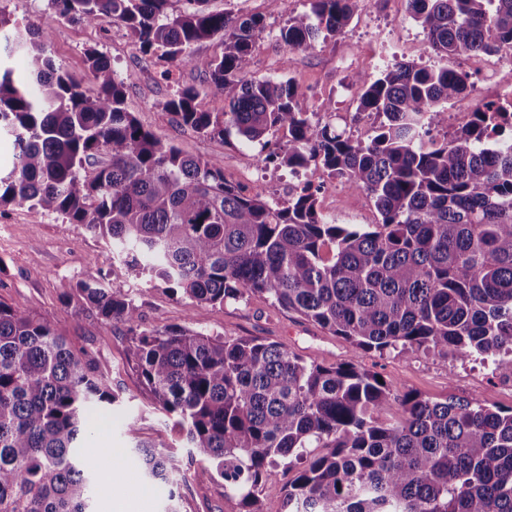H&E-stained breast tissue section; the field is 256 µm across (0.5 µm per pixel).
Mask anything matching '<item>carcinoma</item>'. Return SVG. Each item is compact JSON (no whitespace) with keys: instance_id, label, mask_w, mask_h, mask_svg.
Segmentation results:
<instances>
[{"instance_id":"carcinoma-1","label":"carcinoma","mask_w":512,"mask_h":512,"mask_svg":"<svg viewBox=\"0 0 512 512\" xmlns=\"http://www.w3.org/2000/svg\"><path fill=\"white\" fill-rule=\"evenodd\" d=\"M208 2L50 6L87 25L120 22L144 55L199 70L224 111L201 110V89L186 86L165 104L180 126L251 142L282 131L288 139L264 161L344 179L372 199L378 223L327 221L309 184L282 203L226 183L221 160L187 157L138 123L104 54L86 51L99 88L88 96L49 55L47 29L1 13L26 68L17 76L0 59V131L16 150L0 206L61 214L104 239L131 277L198 304L261 294L357 351L451 349L512 372V137H502L512 101L483 105L445 143L426 146V128L448 125L445 104L467 91L468 76L397 63L359 79L356 119L375 128L354 141L313 121L291 80L248 76L263 17ZM407 2L443 60L512 53V0ZM352 12L353 0H310L278 40L311 51ZM213 39L221 55L194 53ZM64 296L123 328L141 383L177 418L193 479L223 478L244 512H260L257 489L282 464L294 472L286 512H512V410L399 394L355 363H308L255 338L147 330L121 289L67 285ZM118 398L93 352L0 303V512H91L101 473L86 458L90 410ZM133 451L147 478L174 484L172 454L142 440Z\"/></svg>"}]
</instances>
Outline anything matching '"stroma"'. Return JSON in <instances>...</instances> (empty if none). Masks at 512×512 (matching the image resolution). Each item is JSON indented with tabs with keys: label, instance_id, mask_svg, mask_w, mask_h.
Masks as SVG:
<instances>
[{
	"label": "stroma",
	"instance_id": "obj_1",
	"mask_svg": "<svg viewBox=\"0 0 512 512\" xmlns=\"http://www.w3.org/2000/svg\"><path fill=\"white\" fill-rule=\"evenodd\" d=\"M211 7L235 16L264 17L266 30L257 38L249 65L251 76L284 77L298 85L303 111L316 113L320 123L346 131L354 140H367L371 121L354 122L359 88L357 76H378L398 62L432 68L441 60L427 50L425 36L408 13L406 0H359L351 20L335 38L311 52L292 50L275 35L285 22L308 9L307 0H212ZM0 14L19 24L48 29L52 58L89 95L97 86L91 79L84 52L94 48L107 56L126 86L125 107L157 137L172 142L183 154L217 158L224 164L227 183L266 198L287 200L290 187H316L317 209L334 215L337 223L362 228L377 223L379 215L370 197L350 188L343 179L326 177L320 168L294 172L264 165L258 143L237 135L226 139L202 137L180 127L164 108L183 87L197 85L201 74L188 67L169 68L165 61H145L126 27L105 22L89 26L54 18L48 0H0ZM470 86L448 103V124L431 128L429 140L444 143L470 118L472 112L495 99L502 86L512 83V57L473 55L456 61ZM333 111L319 112L324 99ZM105 242L78 224L53 213L25 207L0 208V302L46 317L76 346L95 352L108 366L113 389L120 394L110 414L101 415L88 438L95 448L99 469L113 480L95 487L94 512H109L113 498H145L149 512H243L239 497L225 490L222 478L199 483L181 433L158 410L143 388L129 359V338L121 328L105 324L94 311L62 297L66 284H105L132 293L145 328L162 330L186 326L224 339L259 338L284 345L304 360L326 366L353 362L376 372L393 389L414 392L435 401L464 400L493 410L512 409V373L497 371L481 360L461 361L456 356L423 352H359L343 339L313 325L297 314L278 309L264 296L247 295L221 306L197 304L173 296L163 286L129 277L107 256ZM164 444L179 462L182 477L172 487L144 478L130 448L134 438Z\"/></svg>",
	"mask_w": 512,
	"mask_h": 512
}]
</instances>
